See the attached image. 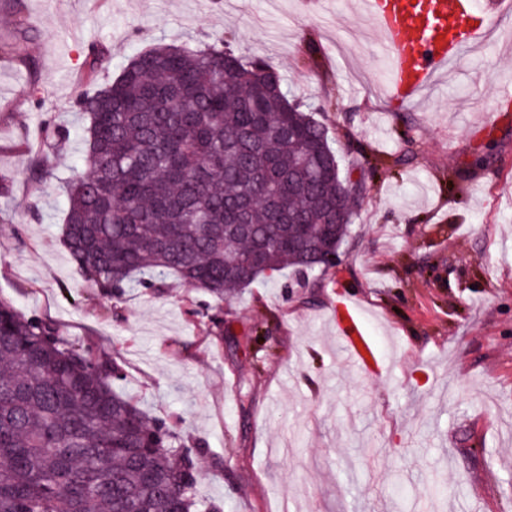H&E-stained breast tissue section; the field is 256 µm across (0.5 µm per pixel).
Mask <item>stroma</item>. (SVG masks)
Listing matches in <instances>:
<instances>
[{
  "instance_id": "obj_1",
  "label": "stroma",
  "mask_w": 512,
  "mask_h": 512,
  "mask_svg": "<svg viewBox=\"0 0 512 512\" xmlns=\"http://www.w3.org/2000/svg\"><path fill=\"white\" fill-rule=\"evenodd\" d=\"M0 0V299L118 361L119 392L195 451L223 512H512V10L418 101L386 94L360 0ZM229 40L317 110L370 177L351 240L313 286L255 283L206 318L169 280L104 294L62 239L80 170L78 94L157 41ZM105 57L83 76L85 44ZM70 133L35 179L46 120ZM411 145L392 170L377 160ZM356 296L387 367L341 363L332 311Z\"/></svg>"
}]
</instances>
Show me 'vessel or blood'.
<instances>
[{
  "instance_id": "obj_1",
  "label": "vessel or blood",
  "mask_w": 512,
  "mask_h": 512,
  "mask_svg": "<svg viewBox=\"0 0 512 512\" xmlns=\"http://www.w3.org/2000/svg\"><path fill=\"white\" fill-rule=\"evenodd\" d=\"M380 34L390 98L412 100L465 49L482 42L487 19H476L475 0H362ZM345 362L361 374L375 373L376 347L356 301L336 320Z\"/></svg>"
}]
</instances>
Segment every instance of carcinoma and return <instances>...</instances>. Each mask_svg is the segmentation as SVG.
<instances>
[{
  "label": "carcinoma",
  "instance_id": "1",
  "mask_svg": "<svg viewBox=\"0 0 512 512\" xmlns=\"http://www.w3.org/2000/svg\"><path fill=\"white\" fill-rule=\"evenodd\" d=\"M75 107L88 125L63 236L97 285L120 292L140 273L153 291L175 278L222 301L284 269L326 272L320 259L350 234L354 212L330 204L363 180L282 76L222 38L146 48ZM68 141L45 124L34 173ZM239 220L251 234L224 237ZM122 377L0 299V512H217L175 437L112 390Z\"/></svg>",
  "mask_w": 512,
  "mask_h": 512
}]
</instances>
